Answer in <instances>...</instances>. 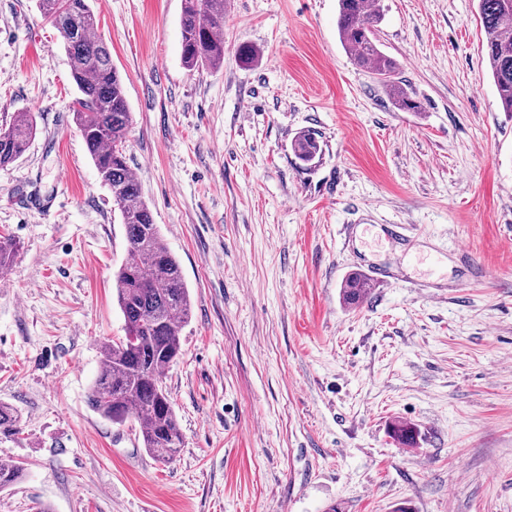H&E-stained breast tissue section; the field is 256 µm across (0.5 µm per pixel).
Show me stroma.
<instances>
[{"label":"stroma","mask_w":512,"mask_h":512,"mask_svg":"<svg viewBox=\"0 0 512 512\" xmlns=\"http://www.w3.org/2000/svg\"><path fill=\"white\" fill-rule=\"evenodd\" d=\"M382 5L415 112L356 66L338 0H226L224 63L199 72L183 0H91L128 164L190 291L164 378L184 444L164 459L88 403L124 334L125 227L58 31L36 0H0V126L37 124L0 167V233L20 244L0 275V401L20 417L0 457L26 468L0 512H512V113L477 0ZM372 270L383 283L345 305L343 281Z\"/></svg>","instance_id":"stroma-1"}]
</instances>
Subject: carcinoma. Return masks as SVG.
I'll return each mask as SVG.
<instances>
[{
  "mask_svg": "<svg viewBox=\"0 0 512 512\" xmlns=\"http://www.w3.org/2000/svg\"><path fill=\"white\" fill-rule=\"evenodd\" d=\"M225 0H184L180 28L182 58L190 70L217 68L224 63ZM42 18L63 40L71 63V76L81 96L73 121L102 181L112 192L128 242V257L114 275L116 301L124 319L125 336L101 345V366L88 402L106 420L137 429L142 447L171 458L183 444L169 394L163 386L165 369L180 355L181 331L190 315V293L177 258L165 243L132 174L126 142L132 126L122 79L112 54L98 34L90 0H37ZM485 34V53L503 110L512 112V0H478ZM381 0H338L337 30L357 66L376 75L400 110L416 103L396 80L397 64L379 47ZM36 125L30 112H17L0 127V166L23 156ZM317 142L306 134L294 142L297 158L312 161ZM19 243L0 235V274L8 272ZM369 294L367 280L348 277L342 298L349 305ZM13 406L0 402V428L17 429ZM405 445L416 442L417 430L393 426ZM22 463L0 458V491L20 481Z\"/></svg>",
  "mask_w": 512,
  "mask_h": 512,
  "instance_id": "obj_1",
  "label": "carcinoma"
}]
</instances>
